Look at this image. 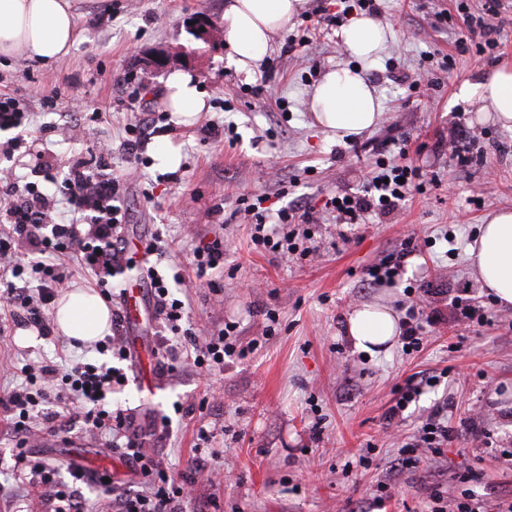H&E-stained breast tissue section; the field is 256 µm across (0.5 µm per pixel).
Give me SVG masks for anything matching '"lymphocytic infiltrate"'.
<instances>
[{"mask_svg": "<svg viewBox=\"0 0 512 512\" xmlns=\"http://www.w3.org/2000/svg\"><path fill=\"white\" fill-rule=\"evenodd\" d=\"M379 175L367 179L362 194L327 198L324 206L336 210L339 219L354 224L371 210L389 213L403 201L422 171L414 164L387 166L377 159ZM63 194L70 210L79 214L80 222L62 224L55 216L54 195L34 183L16 184L0 179V269L10 278L0 289V302L10 307L14 320L37 327L49 334L45 309L63 288L65 277L54 261L73 254L80 265L90 271L99 288L111 285L121 268L125 240L121 226L125 213L118 205L119 183L92 168L85 160H73L63 180ZM241 210L254 228L251 241L255 248L283 256L307 257L310 247H299L291 226L295 209H278L269 214L260 202L241 196ZM38 275V290H31L30 275ZM148 278L155 300V313L165 328L177 334L182 330L185 307L173 298L169 284L180 281V272L164 278L149 269ZM234 325L212 332L194 348L193 364L208 371L223 365L225 359L242 357L257 349V341L234 339ZM28 387L0 394V411L7 413L16 437L15 466L18 472L39 475L42 484L56 483V464L47 461L28 447L33 417H40L44 430L53 436L79 427L85 437H109L114 451L126 465L140 475L145 486L131 491L118 489L105 481L103 474L88 472L69 464L70 483H56L53 512H88L89 502L82 485L98 488L104 500V512H183L190 498V476L175 480L159 459L149 454L145 441L131 429V418L113 408V393L125 387L126 375L109 361H76L70 364H38L24 369Z\"/></svg>", "mask_w": 512, "mask_h": 512, "instance_id": "obj_1", "label": "lymphocytic infiltrate"}]
</instances>
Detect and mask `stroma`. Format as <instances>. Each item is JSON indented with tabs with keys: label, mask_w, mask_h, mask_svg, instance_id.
Returning a JSON list of instances; mask_svg holds the SVG:
<instances>
[{
	"label": "stroma",
	"mask_w": 512,
	"mask_h": 512,
	"mask_svg": "<svg viewBox=\"0 0 512 512\" xmlns=\"http://www.w3.org/2000/svg\"><path fill=\"white\" fill-rule=\"evenodd\" d=\"M376 3L377 21L391 32L369 71L384 112L374 128L347 142L323 132L308 110V94L325 70L346 61L339 27L319 32L311 23L314 13L336 14V0H306L290 31L272 35L249 75L230 60L224 0H70L77 39L62 62L0 59V94H18L29 114L23 128L0 133V172L54 192L72 160H94L97 142L108 140L112 154L102 170L120 182L128 241L160 239L184 262L194 247L224 242L219 295L187 271L186 287L174 295L186 305L191 334L168 341L190 351L232 322L241 340H258V350L205 376L189 363L167 373L156 353L161 325L148 299L138 324L124 327L140 343L122 362L129 382L113 397L142 433H152L156 417L171 415L149 451L177 477L190 471L198 427L217 428L210 443L216 456L195 478L199 495L215 498L219 512H428L435 494L448 501L474 494L512 499V308L489 297L467 257L486 218L512 209V130L483 118L478 101L461 94L490 65L455 49L444 20L455 0ZM201 13L222 32L209 44L189 26ZM301 33L309 46L289 51V35ZM446 53L455 67L435 70L432 88L399 81L400 73ZM160 56L167 60L162 69L154 65ZM174 70L195 73L205 92L208 110L188 128L175 124L166 106L165 80ZM51 89L82 98L84 111L44 108L42 96ZM133 93L153 118L134 167L123 149L135 120L128 108ZM461 126L484 147L465 164L448 151ZM391 138L407 141L409 160L436 186L392 213L371 211L359 224L340 227L324 211L325 200L361 192L379 144ZM165 139L180 153L173 171L154 158ZM243 193L264 196L274 210L309 212L315 253L291 260L255 250L238 211ZM413 227L420 236L401 277L391 285L368 283V268L399 250ZM448 233L454 243L445 241ZM423 283L441 289V318L420 352L407 355L396 345L370 356L354 349L345 332L354 307L384 305L404 316L409 305L424 303ZM462 302L480 307L483 323L461 319ZM271 309L279 316L273 327L266 319ZM24 329L5 324L0 360L15 371L0 376V390L24 386L26 365L97 357L56 330L20 343ZM417 374L437 376L438 383L403 418L386 421L398 389ZM443 402L451 432L443 456L398 466L403 449L417 445L418 427ZM14 446L0 420V512H50L46 488L16 472ZM73 449L77 464L107 465L121 487L138 488L139 476L104 441L79 439ZM364 454L368 466L345 469V461ZM385 482L395 496L380 509L373 498Z\"/></svg>",
	"instance_id": "obj_1"
}]
</instances>
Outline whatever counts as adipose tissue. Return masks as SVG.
Returning a JSON list of instances; mask_svg holds the SVG:
<instances>
[{
	"instance_id": "ef3b65f1",
	"label": "adipose tissue",
	"mask_w": 512,
	"mask_h": 512,
	"mask_svg": "<svg viewBox=\"0 0 512 512\" xmlns=\"http://www.w3.org/2000/svg\"><path fill=\"white\" fill-rule=\"evenodd\" d=\"M305 0H225L224 17L230 23L231 57L242 72H251L263 59L271 36L293 25ZM345 55L356 67L327 71L315 85L310 110L323 131L344 138L373 128L383 113L382 97L367 78L382 57L387 32L374 19L356 16L341 32ZM75 42L74 15L69 0H0V55L18 53L44 65L65 58ZM175 114L185 123L206 106L197 76L186 71L171 74L165 84ZM481 109L492 121L512 130V67L488 73L476 86ZM483 288L502 305H512V210L499 211L483 224L468 248ZM59 332L93 344L111 332V313L104 299L86 288L64 290L58 300ZM400 333L397 316L386 307L364 305L346 321L353 347L375 355Z\"/></svg>"
}]
</instances>
